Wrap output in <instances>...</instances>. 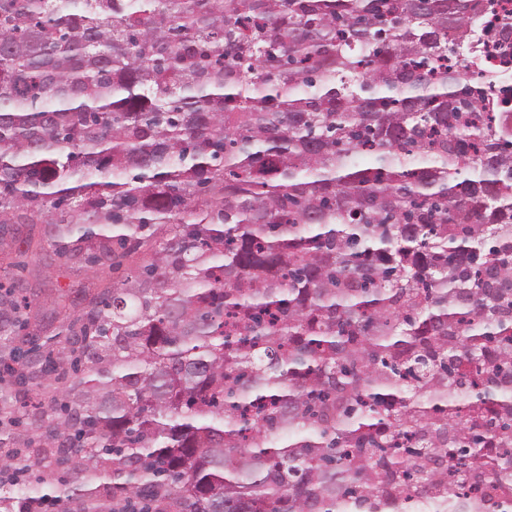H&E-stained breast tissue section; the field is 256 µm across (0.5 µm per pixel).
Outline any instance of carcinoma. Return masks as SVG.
Segmentation results:
<instances>
[{
	"mask_svg": "<svg viewBox=\"0 0 512 512\" xmlns=\"http://www.w3.org/2000/svg\"><path fill=\"white\" fill-rule=\"evenodd\" d=\"M496 0H0V224L150 252L44 342L0 291V512H404L512 478ZM84 396L36 407L63 367ZM46 495H28L18 502V512H63L64 505L57 498H45Z\"/></svg>",
	"mask_w": 512,
	"mask_h": 512,
	"instance_id": "1",
	"label": "carcinoma"
}]
</instances>
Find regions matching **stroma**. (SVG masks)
I'll use <instances>...</instances> for the list:
<instances>
[{
  "label": "stroma",
  "instance_id": "35a3bbf8",
  "mask_svg": "<svg viewBox=\"0 0 512 512\" xmlns=\"http://www.w3.org/2000/svg\"><path fill=\"white\" fill-rule=\"evenodd\" d=\"M53 235L50 224L0 226V286L26 298L27 331L37 336L58 333L66 315L85 309L87 293L122 278L110 260L89 263L86 250L59 254L52 245Z\"/></svg>",
  "mask_w": 512,
  "mask_h": 512
}]
</instances>
